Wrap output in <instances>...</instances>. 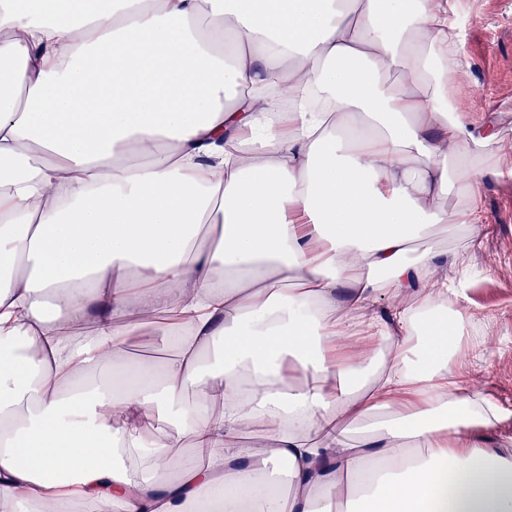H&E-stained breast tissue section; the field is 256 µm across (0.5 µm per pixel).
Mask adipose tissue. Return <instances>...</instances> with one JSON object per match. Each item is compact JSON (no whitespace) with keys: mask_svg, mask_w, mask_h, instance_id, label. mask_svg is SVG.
<instances>
[{"mask_svg":"<svg viewBox=\"0 0 512 512\" xmlns=\"http://www.w3.org/2000/svg\"><path fill=\"white\" fill-rule=\"evenodd\" d=\"M456 10L0 0L1 504L512 512V410L469 389L465 291L411 250L483 227ZM161 314L173 353L133 366Z\"/></svg>","mask_w":512,"mask_h":512,"instance_id":"1","label":"adipose tissue"}]
</instances>
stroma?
<instances>
[{
	"label": "stroma",
	"instance_id": "35a3bbf8",
	"mask_svg": "<svg viewBox=\"0 0 512 512\" xmlns=\"http://www.w3.org/2000/svg\"><path fill=\"white\" fill-rule=\"evenodd\" d=\"M461 65L455 76L460 105L496 119L507 155H494L483 176L484 227L471 240L462 226L440 232L431 282L465 284L468 334L480 338L481 357L461 351L471 365L473 389L512 407V0H461Z\"/></svg>",
	"mask_w": 512,
	"mask_h": 512
}]
</instances>
